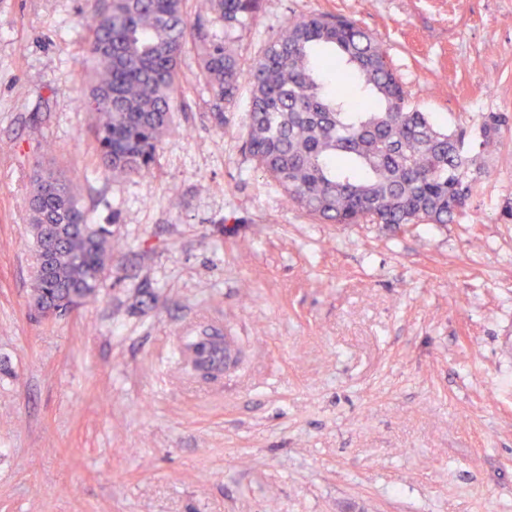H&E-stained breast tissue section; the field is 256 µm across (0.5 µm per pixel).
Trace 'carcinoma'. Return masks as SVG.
<instances>
[{"mask_svg": "<svg viewBox=\"0 0 512 512\" xmlns=\"http://www.w3.org/2000/svg\"><path fill=\"white\" fill-rule=\"evenodd\" d=\"M93 0L85 31L91 65L80 99L92 114L89 132L98 167L114 177L152 175L162 139L174 131L173 101L187 50L214 112L239 91L243 63L237 34L257 18L260 0ZM343 90L334 94L328 79ZM246 149L290 203L326 224H381L407 232L445 226L477 194L478 156L466 130L448 131L431 113L410 106L388 49L341 15L288 19L264 54L249 65ZM479 146L495 145L509 116L478 115ZM35 257L53 237L50 272L35 269L39 316L57 317L95 300L112 261V230L86 222L74 180L36 174L29 201Z\"/></svg>", "mask_w": 512, "mask_h": 512, "instance_id": "cac0c4a2", "label": "carcinoma"}]
</instances>
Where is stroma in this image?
Returning <instances> with one entry per match:
<instances>
[{
	"label": "stroma",
	"instance_id": "1",
	"mask_svg": "<svg viewBox=\"0 0 512 512\" xmlns=\"http://www.w3.org/2000/svg\"><path fill=\"white\" fill-rule=\"evenodd\" d=\"M90 0H0V512H512V125L469 210L393 233L321 224L224 117L195 52L146 180L95 163L79 108ZM342 14L410 104L476 134L512 115V0H262L235 46ZM112 231L97 299L30 310L35 162ZM238 341L224 373L189 328Z\"/></svg>",
	"mask_w": 512,
	"mask_h": 512
}]
</instances>
